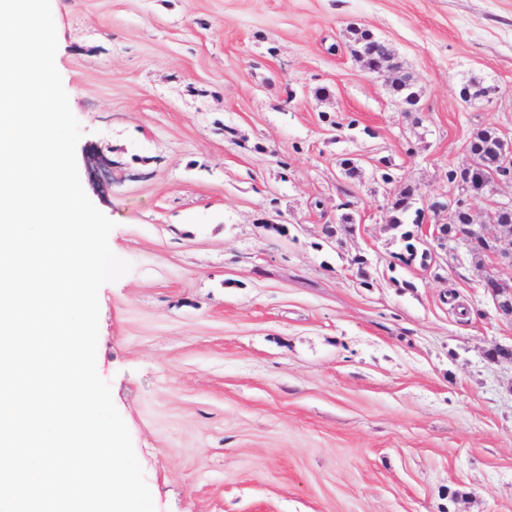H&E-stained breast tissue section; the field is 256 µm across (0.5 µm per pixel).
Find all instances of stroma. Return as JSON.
<instances>
[{
  "instance_id": "1",
  "label": "stroma",
  "mask_w": 512,
  "mask_h": 512,
  "mask_svg": "<svg viewBox=\"0 0 512 512\" xmlns=\"http://www.w3.org/2000/svg\"><path fill=\"white\" fill-rule=\"evenodd\" d=\"M51 7L76 160L112 161L80 176L132 265L99 291L98 372L156 512H512V317L480 286L512 266L400 265L388 206L457 197L474 130L512 140V0ZM472 79L498 95L463 101Z\"/></svg>"
}]
</instances>
